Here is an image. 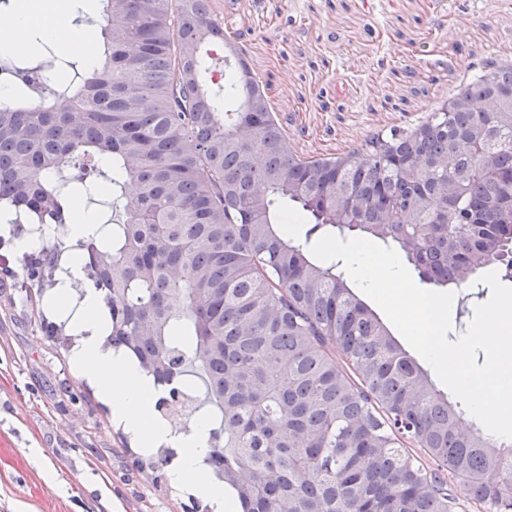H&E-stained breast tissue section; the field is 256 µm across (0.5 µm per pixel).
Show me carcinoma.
Wrapping results in <instances>:
<instances>
[{
    "label": "carcinoma",
    "instance_id": "1",
    "mask_svg": "<svg viewBox=\"0 0 512 512\" xmlns=\"http://www.w3.org/2000/svg\"><path fill=\"white\" fill-rule=\"evenodd\" d=\"M101 2L97 66L47 92L25 67L27 91L0 110L12 228L64 226L88 172L107 183L93 234L65 229L26 258L30 287H56L60 254H80L105 345L155 385L188 388L157 406L187 396L207 415V463L238 512H459L462 497L512 512V444L463 426L336 265L279 228L293 214L308 238L391 242L434 286L499 262L512 252V67L487 58L420 125L305 160L208 0ZM217 43L233 58L222 81ZM104 155L111 168L92 165Z\"/></svg>",
    "mask_w": 512,
    "mask_h": 512
}]
</instances>
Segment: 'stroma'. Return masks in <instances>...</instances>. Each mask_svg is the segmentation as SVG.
I'll return each mask as SVG.
<instances>
[{
	"mask_svg": "<svg viewBox=\"0 0 512 512\" xmlns=\"http://www.w3.org/2000/svg\"><path fill=\"white\" fill-rule=\"evenodd\" d=\"M299 155L347 153L424 121L495 58L512 65V0H210ZM24 256L0 239V512H189L207 499L139 467L137 442L55 343L50 293L22 285ZM491 294L454 290L449 341Z\"/></svg>",
	"mask_w": 512,
	"mask_h": 512,
	"instance_id": "1",
	"label": "stroma"
}]
</instances>
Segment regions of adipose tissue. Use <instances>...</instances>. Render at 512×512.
<instances>
[{"label": "adipose tissue", "mask_w": 512, "mask_h": 512, "mask_svg": "<svg viewBox=\"0 0 512 512\" xmlns=\"http://www.w3.org/2000/svg\"><path fill=\"white\" fill-rule=\"evenodd\" d=\"M72 9V0H12L8 8L0 10V56L15 54L23 44L34 48L48 43L94 65L101 28L94 24L71 26L66 16ZM71 326L80 338L72 364L98 386L111 405L116 423L137 440L144 452H151L161 443L176 448L173 482L205 497L213 512H232L228 494L213 482L206 464L211 451L208 421L198 420L194 430L184 434L172 432L166 423L155 418L153 401L158 390L152 378L125 351L101 347L108 325L95 292L86 293Z\"/></svg>", "instance_id": "1"}]
</instances>
